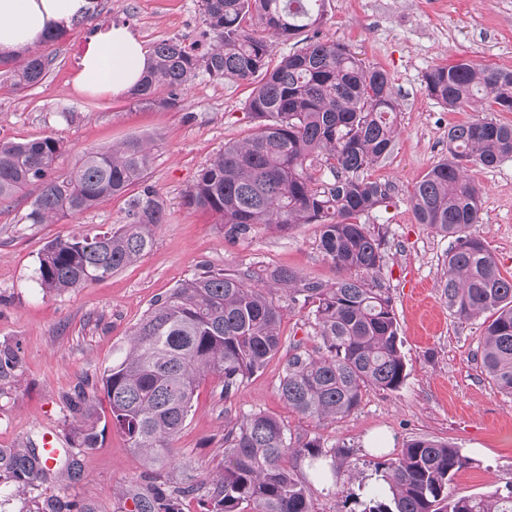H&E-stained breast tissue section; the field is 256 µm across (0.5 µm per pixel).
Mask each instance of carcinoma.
<instances>
[{"label":"carcinoma","mask_w":512,"mask_h":512,"mask_svg":"<svg viewBox=\"0 0 512 512\" xmlns=\"http://www.w3.org/2000/svg\"><path fill=\"white\" fill-rule=\"evenodd\" d=\"M327 0H201L210 43L199 53L163 40L131 96L171 106L203 70L216 79L252 86L246 110L255 122L243 141L224 144L198 174L185 204L210 211L224 238H247L264 224L286 231L320 227L319 246L340 272L333 282L303 277L286 267L205 269L158 297L133 328L127 347L104 372L102 390L113 427L145 466L174 461L173 441L192 411L198 381L213 374L224 395L261 371L282 348V307L309 306L320 345H290L278 391L290 410L317 421L341 419L370 389L394 391L408 373L399 319L379 273L386 240L361 219L391 199L392 185L366 171L395 146L398 103L388 73L365 65L344 44L320 37ZM277 40L296 50L272 60ZM54 62L35 50L0 57V69L20 88L40 83ZM428 94L450 112L479 105L512 112V69L459 64L425 75ZM168 92L160 98L159 91ZM62 147L51 136L0 142V203L24 189L36 191L25 219L51 224L117 196H127L125 223L94 234L48 242L39 256L40 288L47 295L83 288L137 262L165 223L166 201L145 176L150 143L130 139L90 150L65 176L56 174ZM512 158V123L484 118L448 128V158L415 186V217L452 239L443 294L457 320L486 315L479 339L482 367L512 395V277L470 228L480 223L479 188L464 176L468 165L495 167ZM133 187L138 191L131 194ZM20 344L0 345V377L15 370ZM77 423L73 443L97 444L98 417L82 388L66 398ZM224 465L206 483L185 472L177 486L152 483L122 495L134 512H184L190 495L201 512H312L307 488L285 467L288 454H306L342 476L317 439L302 445L277 417L252 412L224 433ZM51 457L35 448H0V484L24 492L50 473ZM460 448L416 438L387 464L362 512H512V485L489 496L448 497V483L466 467ZM36 512H94L79 501L46 498Z\"/></svg>","instance_id":"carcinoma-1"}]
</instances>
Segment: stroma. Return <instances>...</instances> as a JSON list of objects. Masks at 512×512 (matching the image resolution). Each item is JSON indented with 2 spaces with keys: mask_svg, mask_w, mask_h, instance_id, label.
Listing matches in <instances>:
<instances>
[{
  "mask_svg": "<svg viewBox=\"0 0 512 512\" xmlns=\"http://www.w3.org/2000/svg\"><path fill=\"white\" fill-rule=\"evenodd\" d=\"M322 38L354 51L366 64L384 68L399 104L395 148L370 168V179L392 184L386 206L366 222L386 237L381 271L397 311L409 375L395 391L369 390L360 406L335 422H318L288 409L278 394L287 351L264 370L225 393L222 379L202 378L192 411L174 446V466L162 474L177 481L184 470L198 479L224 464V431L261 410L281 419L293 436L319 440L325 450L348 451L353 477L319 475L309 457L288 458L294 477L308 488L313 512H361L381 484L378 464L397 458L404 445L426 437L449 441L468 464L448 486L450 496H488L512 485V395L483 371L478 354L481 319L455 320L442 292L450 241L417 223L410 206L414 187L448 155L449 125L486 118L482 109L451 112L430 97L425 75L439 66L470 64L512 69V0H328ZM123 23L154 46L177 40L206 50L200 0H97L94 13L50 45L55 60L37 85L18 90L0 73V140L51 136L63 146L57 172L66 174L89 149L132 138L149 141L154 159L147 184L168 204L167 219L137 263L86 287L43 295L38 257L51 240L80 230H107L125 220L126 201L115 198L54 224L25 220L35 194L20 192L0 205V343H20V363L0 378V448H40L52 442L59 458L74 456L78 475L61 470L26 494L0 486V512H34L52 497L93 503L95 512H131L132 501L116 489L146 486L141 459L112 426L100 378L127 345L134 325L161 294L192 278L202 266L239 269L283 266L302 276L335 280L338 273L319 248V228L302 224L286 233L259 225L248 239L230 241L206 211L185 205L199 171L223 148L254 130L245 110L250 86L199 73L170 107L147 105L125 95L77 94L73 78L86 35ZM467 177L482 193V221L473 231L512 276V159ZM283 343H319L310 308L287 305ZM84 388L96 397L98 443L72 445L65 396Z\"/></svg>",
  "mask_w": 512,
  "mask_h": 512,
  "instance_id": "35a3bbf8",
  "label": "stroma"
}]
</instances>
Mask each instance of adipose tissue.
<instances>
[{"label": "adipose tissue", "mask_w": 512, "mask_h": 512, "mask_svg": "<svg viewBox=\"0 0 512 512\" xmlns=\"http://www.w3.org/2000/svg\"><path fill=\"white\" fill-rule=\"evenodd\" d=\"M92 0H0V55L13 57L49 33L69 29L91 12ZM151 64L143 41L125 25H110L85 40L73 80L77 92L120 96L130 92Z\"/></svg>", "instance_id": "obj_1"}]
</instances>
